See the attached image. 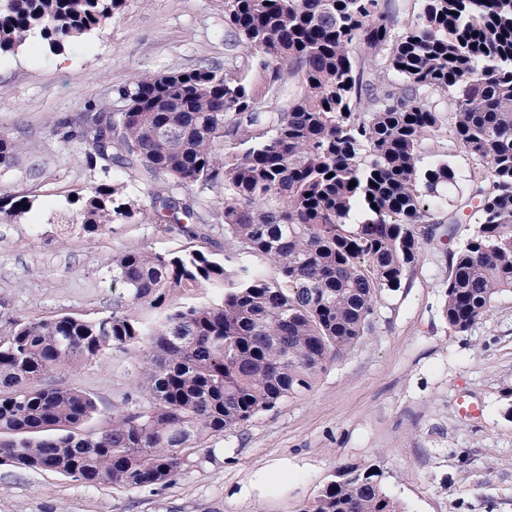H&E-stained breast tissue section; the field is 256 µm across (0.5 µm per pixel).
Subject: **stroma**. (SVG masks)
Listing matches in <instances>:
<instances>
[{"label":"stroma","instance_id":"35a3bbf8","mask_svg":"<svg viewBox=\"0 0 512 512\" xmlns=\"http://www.w3.org/2000/svg\"><path fill=\"white\" fill-rule=\"evenodd\" d=\"M226 36L223 0H126L101 30L59 52L34 35L0 57V132L20 147L0 165V192L33 202L0 221V329L22 318L108 316L127 299L112 283L115 253L186 245L150 224H113L96 237L61 231L53 217L68 195L105 175L87 163L90 145L63 141L57 125L113 107L114 86L134 75L223 65ZM438 158L457 172L441 195L443 224L311 392L210 438L194 466L163 486H92L0 465V512H298L344 463L379 466L406 512H512V293L465 333L442 313L448 254L473 231L466 202L486 166L449 137L426 143L418 166ZM135 365L114 348L53 382L95 400L84 425L94 430L135 401ZM463 400L478 415L462 416Z\"/></svg>","mask_w":512,"mask_h":512}]
</instances>
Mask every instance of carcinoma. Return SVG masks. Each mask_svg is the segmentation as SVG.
<instances>
[{"label": "carcinoma", "instance_id": "carcinoma-1", "mask_svg": "<svg viewBox=\"0 0 512 512\" xmlns=\"http://www.w3.org/2000/svg\"><path fill=\"white\" fill-rule=\"evenodd\" d=\"M224 0V67L136 76L88 163L152 185L139 206L120 180L68 199L55 221L97 235L135 219L182 233L180 253L130 249L112 282L131 309L95 320H14L0 341V464L88 485L163 486L206 440L311 391L358 342L384 291L402 286L418 224H440L448 161L419 171L424 143L452 132L488 174L478 222L448 254L443 316L469 331L512 293V0ZM125 0H0V56L39 35L49 50L102 29ZM356 185L351 187L349 182ZM216 189L201 216L185 191ZM32 204L0 193V219ZM222 259L206 242L215 225ZM120 348L137 357L136 409L82 425L95 400L51 384L63 366ZM298 512H404L374 464L339 466Z\"/></svg>", "mask_w": 512, "mask_h": 512}]
</instances>
